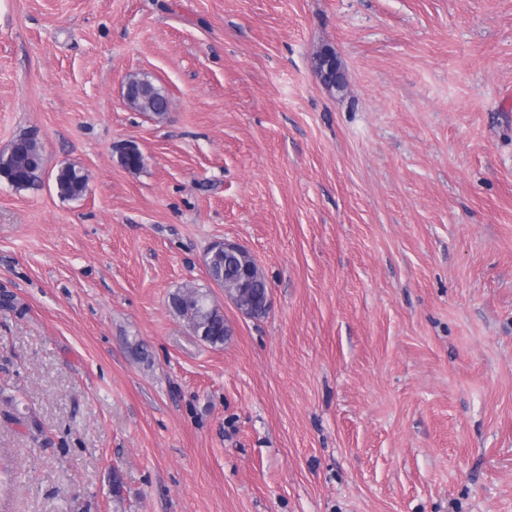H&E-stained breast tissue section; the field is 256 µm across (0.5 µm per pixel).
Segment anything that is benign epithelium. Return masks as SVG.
<instances>
[{"label":"benign epithelium","instance_id":"obj_1","mask_svg":"<svg viewBox=\"0 0 512 512\" xmlns=\"http://www.w3.org/2000/svg\"><path fill=\"white\" fill-rule=\"evenodd\" d=\"M232 256L237 259L242 268L247 272V279L238 285L224 286V296L229 300L239 313L254 317L269 311L271 296L266 295L259 301L250 299L246 288L263 278L262 269L255 256L241 243L231 240H214L204 250L202 263L204 268H209L218 254Z\"/></svg>","mask_w":512,"mask_h":512}]
</instances>
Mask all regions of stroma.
<instances>
[{"mask_svg":"<svg viewBox=\"0 0 512 512\" xmlns=\"http://www.w3.org/2000/svg\"><path fill=\"white\" fill-rule=\"evenodd\" d=\"M29 133L42 184L0 180V512H512V0H0V153ZM220 238L264 317L209 281ZM167 107V96L165 95L162 88L154 85L152 93L145 97L139 98L136 102V105L133 106V109L137 112H143L147 114H153L155 116H160L164 114ZM58 193L64 198H77L86 190V178L74 166L61 167L55 177ZM220 253H224V257H235L242 268L247 272V279L243 280L240 284L224 286V284L234 283L239 275L238 267L227 266V269L224 270V282L218 285L220 288L224 286L225 298L233 304L239 313L247 317H254L257 314H266L271 306L269 288L267 295L263 296L258 302L251 300L249 292L243 290V288H250L251 285L264 277L260 264L255 256L239 242L227 239L214 240L207 246L202 255V263L207 275L213 260ZM183 295H187V298L182 299ZM173 305L190 326L193 322L199 332L205 329L212 346L224 344V314L221 315L220 310L209 301L207 294L195 287H187L173 296ZM187 310H190L191 317L187 316Z\"/></svg>","mask_w":512,"mask_h":512,"instance_id":"stroma-1","label":"stroma"}]
</instances>
